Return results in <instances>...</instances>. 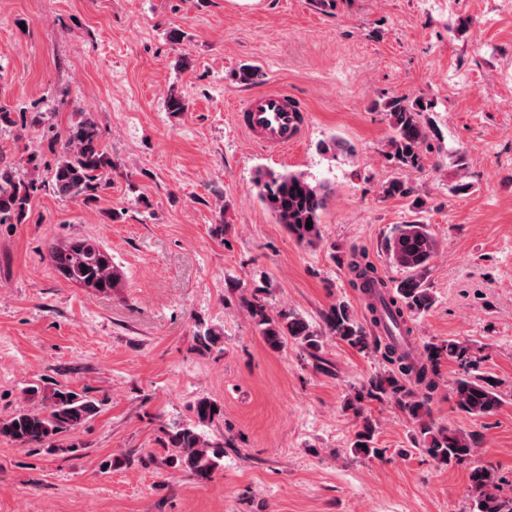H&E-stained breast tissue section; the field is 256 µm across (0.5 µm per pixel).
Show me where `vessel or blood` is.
I'll list each match as a JSON object with an SVG mask.
<instances>
[{
    "label": "vessel or blood",
    "mask_w": 512,
    "mask_h": 512,
    "mask_svg": "<svg viewBox=\"0 0 512 512\" xmlns=\"http://www.w3.org/2000/svg\"><path fill=\"white\" fill-rule=\"evenodd\" d=\"M301 107L280 90H267L247 98L235 121L248 137L272 152H283L300 138Z\"/></svg>",
    "instance_id": "1"
}]
</instances>
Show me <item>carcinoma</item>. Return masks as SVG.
<instances>
[{"label": "carcinoma", "mask_w": 512, "mask_h": 512, "mask_svg": "<svg viewBox=\"0 0 512 512\" xmlns=\"http://www.w3.org/2000/svg\"><path fill=\"white\" fill-rule=\"evenodd\" d=\"M263 73L253 65L242 66L236 81L255 84ZM390 119L393 135L388 157L403 169L419 166L428 133L423 112L427 110L418 101L406 97H392L383 103ZM80 120L64 131H57L49 141V151L56 154L52 167L47 169L45 182L63 199L82 198L89 202L106 187L112 175V158L101 142L93 116L79 113ZM42 124L46 113L37 112L31 118L15 119L7 106L0 105V126L12 127L26 121ZM41 154L33 151L16 163L0 165V224H20L31 209L35 193L42 183L32 177L40 170ZM258 200L271 212L276 223L282 224L300 244H313L321 238L323 211L327 193L323 185L313 182L302 172L280 173L258 171L253 179ZM414 189L400 177H394L382 186L386 198H409ZM311 227H306V223ZM390 262L405 276L388 282L377 267L364 255H354L349 262L354 287L367 297L377 291L385 311L404 335L411 334L405 316L415 317L428 312L435 298L424 286V277L436 252V242L426 224H399L386 241ZM54 269L62 279L106 292L116 285L111 273L112 256L90 239H76L67 244L50 247ZM252 317L257 319L260 333L267 346L275 351L288 341L299 343L311 356H316L323 345V332L293 311H282L270 316L262 304H251ZM328 334L360 351L370 347V336L340 301L332 306L325 317ZM446 355L459 363L464 373L449 386L457 408L470 418H482L497 411L502 397L496 385L479 372L481 358L476 356L467 340H450L444 344H424L423 360L410 361L388 348L386 357L396 369L371 384V390L357 391L354 401L378 392L396 399L399 406L413 421L427 454L441 466H451L472 460L476 442L473 435L451 427L437 428L430 415L429 401L437 389L436 363ZM42 407L20 409L10 417L0 419V438L20 445L39 444L48 452L61 450L59 437L77 429L99 413L100 402L66 387L53 389L41 396ZM196 421L175 426L166 432V446L171 449L172 466L188 471L200 480H207L221 466L227 441H216L203 427L221 413L216 402L201 398L193 406ZM375 427L366 418L355 435V452L376 457L380 450L374 446ZM468 495L474 512H512V497L501 494L498 478L493 469L476 464L469 473Z\"/></svg>", "instance_id": "obj_1"}]
</instances>
